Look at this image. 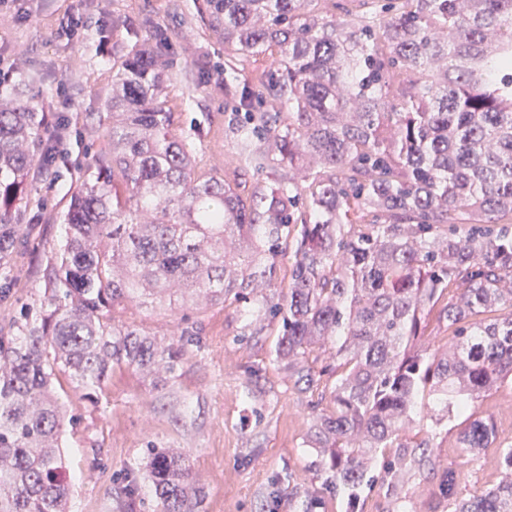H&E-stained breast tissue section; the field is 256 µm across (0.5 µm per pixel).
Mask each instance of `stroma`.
I'll use <instances>...</instances> for the list:
<instances>
[{
  "label": "stroma",
  "mask_w": 512,
  "mask_h": 512,
  "mask_svg": "<svg viewBox=\"0 0 512 512\" xmlns=\"http://www.w3.org/2000/svg\"><path fill=\"white\" fill-rule=\"evenodd\" d=\"M72 16L90 20L77 40L61 32ZM158 29L167 37L160 98L199 167L250 186L280 177L273 165L242 171L235 143L225 133L232 117L226 74L253 78L273 59L242 62L225 53L224 33L214 25L208 0H0V58L22 63L0 94L19 98L42 127L60 119L67 126L61 156L50 166L36 162L31 190L18 207L20 243L0 266V336L19 335L38 311L46 288L43 271L64 236L70 196L88 178L92 155L106 147L99 119L112 95L113 70ZM123 317L167 343L189 329L199 344L186 352L178 375L158 387L123 369L92 400L62 377L58 399L65 415L79 419L74 426L63 423L61 433L70 512H149L148 487L127 496L123 478L143 465L151 446L189 455L203 488L197 512H301L289 507V495L322 490L327 476L312 466L310 404L331 393L335 375L323 374L313 393L295 386L275 359L276 324L263 320L254 305H203L184 319L131 302ZM474 405L477 415L493 417L496 445L466 461L457 442L461 422L443 423L426 465L399 489L398 497L409 500L413 512H450L440 494L420 495L428 471L454 470L464 495L499 481V450L512 445V383H502ZM395 498L377 483L365 490L358 510L393 512Z\"/></svg>",
  "instance_id": "35a3bbf8"
}]
</instances>
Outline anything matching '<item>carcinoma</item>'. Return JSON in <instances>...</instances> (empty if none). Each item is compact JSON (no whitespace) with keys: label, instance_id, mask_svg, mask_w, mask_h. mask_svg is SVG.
Segmentation results:
<instances>
[{"label":"carcinoma","instance_id":"carcinoma-1","mask_svg":"<svg viewBox=\"0 0 512 512\" xmlns=\"http://www.w3.org/2000/svg\"><path fill=\"white\" fill-rule=\"evenodd\" d=\"M207 2L224 51L278 53L229 86L231 133L241 167L270 159L288 174L244 197L201 172L159 101L157 47L122 63L108 148L70 198L39 322L0 337V512H69L56 372L90 396L116 369L158 385L197 342L187 330L158 341L117 316L126 303H246L289 246L288 292L262 309L303 390L319 386L309 354L336 347L332 407L312 405L310 444L346 512L375 468L394 493L430 457V438L403 441L420 399L434 401L432 430L465 418L468 459L496 441L472 404L512 380V0H369L356 23L323 0ZM42 140L34 113L0 98V261ZM439 303L452 338L429 355L418 343ZM500 457L499 482L466 496L453 471L439 476L452 512H512V446ZM143 479L153 512H195L202 488L181 451L147 449Z\"/></svg>","mask_w":512,"mask_h":512}]
</instances>
